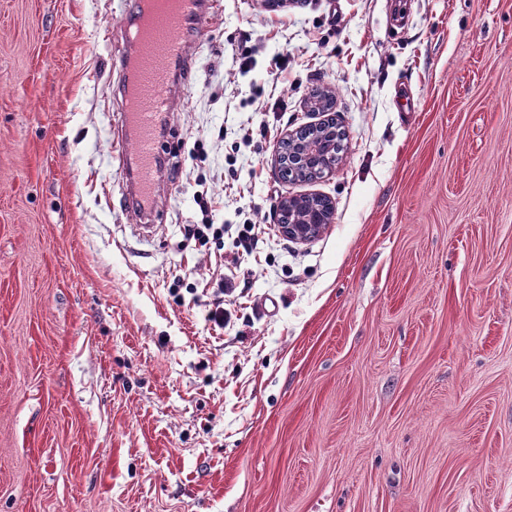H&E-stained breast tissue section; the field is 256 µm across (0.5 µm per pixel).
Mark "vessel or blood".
Here are the masks:
<instances>
[{
  "label": "vessel or blood",
  "mask_w": 512,
  "mask_h": 512,
  "mask_svg": "<svg viewBox=\"0 0 512 512\" xmlns=\"http://www.w3.org/2000/svg\"><path fill=\"white\" fill-rule=\"evenodd\" d=\"M168 3L163 15L153 19L148 15L146 0H133L124 21L134 58L121 63L126 71L123 112L133 144L135 208L141 213L150 212L157 205V129L174 102L171 72L175 65L188 59L190 39L206 25L213 8L211 0Z\"/></svg>",
  "instance_id": "obj_1"
}]
</instances>
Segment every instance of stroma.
Here are the masks:
<instances>
[{
	"label": "stroma",
	"instance_id": "stroma-1",
	"mask_svg": "<svg viewBox=\"0 0 512 512\" xmlns=\"http://www.w3.org/2000/svg\"><path fill=\"white\" fill-rule=\"evenodd\" d=\"M132 2L0 0V512H512V0H220L146 223ZM322 83L343 159L284 181ZM307 194L335 219L296 244ZM196 203L203 215L206 216L205 224H187L185 227L187 235L198 240L201 246H206L210 240L224 246V225L213 224L214 222H210L208 217L209 208H211L210 201L201 194V196H197ZM286 201H288V205H295L297 207L305 206L307 203L300 197H291L281 200L273 210V223L277 224L279 234L289 241L295 243L311 242L320 236L327 224L333 223V207L331 203H329L327 205L328 210L323 207H317L320 213V222L318 224H303L302 222L305 219L304 210H288V208L282 210V224H278L280 209Z\"/></svg>",
	"mask_w": 512,
	"mask_h": 512
}]
</instances>
